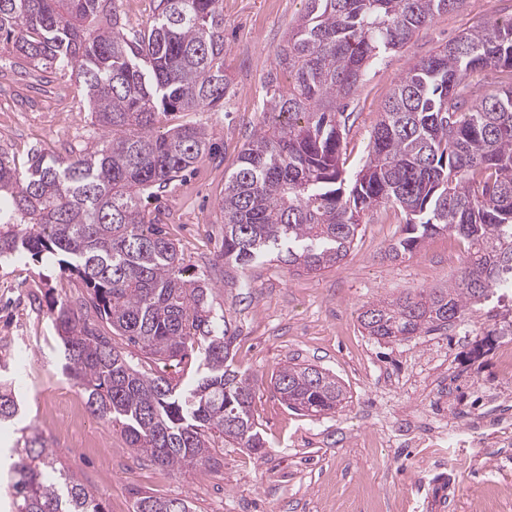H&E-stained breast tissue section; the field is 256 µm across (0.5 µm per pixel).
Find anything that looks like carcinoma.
Instances as JSON below:
<instances>
[{
    "label": "carcinoma",
    "mask_w": 512,
    "mask_h": 512,
    "mask_svg": "<svg viewBox=\"0 0 512 512\" xmlns=\"http://www.w3.org/2000/svg\"><path fill=\"white\" fill-rule=\"evenodd\" d=\"M121 0H0V42L19 65L78 71L104 138L78 154L33 153L18 167L0 152V262L52 257L88 289L97 323L66 299L50 314L60 363L93 415L121 432L136 455L182 475L214 461L216 442L265 452L251 407L255 384L234 367L236 331L212 315V286L183 265L159 217L143 207L214 156L212 133L188 125L155 133L160 116L221 110L223 0H155L140 30L127 28ZM462 0H304L274 53L288 86L273 87L264 128L225 179L218 258L244 268L269 256L290 269L339 265L365 212L393 205L404 236L397 260L440 231L469 242L460 278L446 288L368 303L369 336L402 341L447 328L482 304L512 269V81L476 95L486 69L512 76V15L448 41L406 70L374 127L353 179L343 164L344 100L380 56L402 49ZM125 339L151 361L194 354L201 375L185 384L147 371L112 344ZM273 388L305 415L334 413L346 392L312 364L279 368ZM12 384L0 383V422L18 413ZM15 512H105L34 428L9 456ZM185 498L146 496L135 512H191Z\"/></svg>",
    "instance_id": "carcinoma-1"
}]
</instances>
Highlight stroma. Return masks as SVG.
Wrapping results in <instances>:
<instances>
[{"mask_svg": "<svg viewBox=\"0 0 512 512\" xmlns=\"http://www.w3.org/2000/svg\"><path fill=\"white\" fill-rule=\"evenodd\" d=\"M223 7L229 81L223 109L173 112L160 124L164 131L204 126L219 151L146 205L164 213L185 265L207 270L212 311L237 332L234 362L256 383L252 413L266 455L219 446L212 450L216 465L179 476L136 457L119 428L103 424L89 408L69 428L54 405L61 393L79 389L61 370L50 302L78 301L86 290L30 258L0 264V376L12 380L21 404L20 417L0 426V450L23 447L29 427H38L105 512H134L144 496H183L194 512H476L480 506L512 512V472L486 479L497 455L512 454V426L485 429L486 445L477 452L464 433L429 448L406 446L402 437L404 430L434 423L438 390L450 378L464 375L512 391V370L498 353L464 359L481 342L479 322L499 325L506 309L483 306L448 329L395 343L366 336L358 321L364 304L454 283L465 266V239L443 231L416 253L390 260L386 251L404 224L399 211L380 207L366 212L340 266L306 274L267 260L237 272L236 284L225 282L224 264L216 259L224 238L217 204L244 143L264 124L266 76L302 0H223ZM509 14L512 0H464L399 52L374 61L349 101L346 171L361 168L384 104L412 62ZM100 136L74 72L22 69L9 50H0V152L23 165L33 152H80ZM288 363L335 374L347 392L343 409L320 416L288 409L270 383Z\"/></svg>", "mask_w": 512, "mask_h": 512, "instance_id": "stroma-1", "label": "stroma"}]
</instances>
